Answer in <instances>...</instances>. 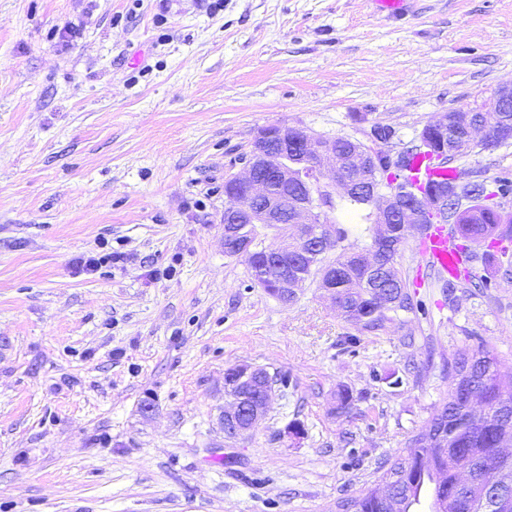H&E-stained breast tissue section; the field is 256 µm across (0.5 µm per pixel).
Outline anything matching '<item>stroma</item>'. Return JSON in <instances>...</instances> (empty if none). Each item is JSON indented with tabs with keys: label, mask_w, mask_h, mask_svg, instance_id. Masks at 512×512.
Here are the masks:
<instances>
[{
	"label": "stroma",
	"mask_w": 512,
	"mask_h": 512,
	"mask_svg": "<svg viewBox=\"0 0 512 512\" xmlns=\"http://www.w3.org/2000/svg\"><path fill=\"white\" fill-rule=\"evenodd\" d=\"M510 83L512 0H0V512H336L427 428L455 351L511 375L495 262L448 290L404 243L417 308L372 330L223 245L260 128L398 146ZM242 362L288 385L229 439ZM231 370L224 372V390L231 392L243 383L252 382L255 376H259V368L249 364H237L230 367ZM232 374V375H230Z\"/></svg>",
	"instance_id": "35a3bbf8"
}]
</instances>
